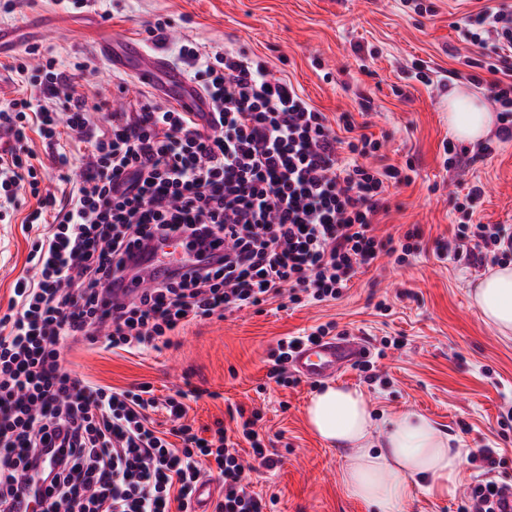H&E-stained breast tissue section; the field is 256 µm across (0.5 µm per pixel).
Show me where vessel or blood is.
Returning <instances> with one entry per match:
<instances>
[{
	"instance_id": "1",
	"label": "vessel or blood",
	"mask_w": 512,
	"mask_h": 512,
	"mask_svg": "<svg viewBox=\"0 0 512 512\" xmlns=\"http://www.w3.org/2000/svg\"><path fill=\"white\" fill-rule=\"evenodd\" d=\"M99 53L118 69L133 71L139 81L159 84L187 112L207 109L201 88L190 82L164 56L146 50L140 42L100 40ZM369 346L360 336H326L294 351L291 370L300 379L316 382L340 376L357 361L366 359Z\"/></svg>"
}]
</instances>
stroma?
<instances>
[{
	"label": "stroma",
	"instance_id": "35a3bbf8",
	"mask_svg": "<svg viewBox=\"0 0 512 512\" xmlns=\"http://www.w3.org/2000/svg\"><path fill=\"white\" fill-rule=\"evenodd\" d=\"M4 3L0 25L19 30L21 40L0 55V107L33 94L14 62L36 43L88 104L131 111L148 87L113 69L96 40L143 39L149 25L167 19L169 41L159 52L169 60L183 44L245 49L288 76L330 121L350 114L381 142L388 163L414 166L412 182L389 188L391 208L377 218L383 235L399 237L420 226L419 249L406 262L384 258L381 268L358 275L330 303L268 305L192 323L167 347L127 353L99 342L67 344L61 360L68 371L100 386L147 382L161 400L187 382L203 388L205 396L190 402L186 416L199 432L230 425V408L259 411L265 450L278 464L250 472L248 481L260 497L274 498L270 512H372L344 490L345 451L325 444L306 424L316 385L264 384L278 340L333 322L369 344L371 372L352 367L340 382L366 395L378 423L375 442L384 441L392 415L413 410L448 432L463 452L462 478L445 489L417 480L403 512H464L482 473L473 454L484 446L500 453L492 479L512 486V338L485 324L469 299L484 267L437 248L458 222L455 202L477 183L484 194L473 205V223L512 225V140L498 142L489 157L479 156L478 146L456 143L452 166L444 151L451 138L449 88L457 84L483 99L491 78L483 67L491 51L462 41L463 19L512 0H90L84 8L70 0H20L11 13ZM41 16L49 28L31 30L30 21ZM418 62L429 69L430 84L416 79ZM29 146L43 166L42 189L58 197L71 188L58 155L79 166L90 153L66 128L52 142L32 136ZM30 249L20 218L0 221V304L29 270ZM385 336L404 337L406 345L381 351Z\"/></svg>",
	"mask_w": 512,
	"mask_h": 512
}]
</instances>
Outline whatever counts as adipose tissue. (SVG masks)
Segmentation results:
<instances>
[{"instance_id":"adipose-tissue-1","label":"adipose tissue","mask_w":512,"mask_h":512,"mask_svg":"<svg viewBox=\"0 0 512 512\" xmlns=\"http://www.w3.org/2000/svg\"><path fill=\"white\" fill-rule=\"evenodd\" d=\"M494 123V116L483 109L474 93L460 87L449 92L448 127L458 140H483ZM472 298L485 323L502 335L512 334L511 265L484 274ZM307 421L317 436L346 451L343 485L347 494L377 512H400L415 478L445 484L463 474L460 448L446 432L415 412L405 411L387 420V440L383 449H375L376 422L360 390L339 385L322 388L310 401Z\"/></svg>"}]
</instances>
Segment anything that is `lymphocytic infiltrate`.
Here are the masks:
<instances>
[{"instance_id": "f902f5d3", "label": "lymphocytic infiltrate", "mask_w": 512, "mask_h": 512, "mask_svg": "<svg viewBox=\"0 0 512 512\" xmlns=\"http://www.w3.org/2000/svg\"><path fill=\"white\" fill-rule=\"evenodd\" d=\"M462 35L494 48L487 99L499 139L511 138L512 9L467 16ZM182 58L208 113L195 117L145 95L135 111L102 113L105 129L94 131L85 100L66 92L50 59L33 80L43 102L29 96L0 109V127L13 136L0 151V201L15 204L23 191L36 201L22 220L36 234L35 273L17 278L0 312V512H19L36 476L44 512H193L194 490L207 476L224 486L215 512H264L237 450L246 442L260 466H276L264 451L259 412L200 437L183 422L185 401L199 389L161 402L147 383L94 386L62 366V345L101 335L126 352L167 346L195 320L283 299L338 300L382 255L417 250L419 229L399 240L377 234L388 188L411 181L399 167L363 164L379 141L340 138L288 78L244 49L186 46ZM62 123L91 154L60 201L43 193L28 140L33 131L54 139ZM174 237L185 263L157 273L133 297L112 299L115 288L150 270L151 242ZM447 249L500 264L512 259V230L464 220ZM334 328L328 322L307 338L279 340L268 381L297 384L294 350ZM160 405L174 422L166 433L151 420Z\"/></svg>"}]
</instances>
